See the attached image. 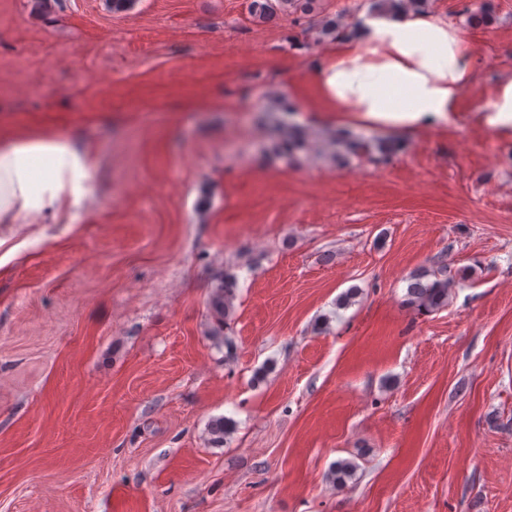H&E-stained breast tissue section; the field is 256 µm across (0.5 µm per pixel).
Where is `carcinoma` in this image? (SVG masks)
Returning a JSON list of instances; mask_svg holds the SVG:
<instances>
[{"mask_svg":"<svg viewBox=\"0 0 512 512\" xmlns=\"http://www.w3.org/2000/svg\"><path fill=\"white\" fill-rule=\"evenodd\" d=\"M371 11L376 13L426 12L430 0H370ZM250 16L260 22L267 23L279 18L281 14L296 16V20L321 16L317 23L318 39L337 41L355 34L357 24L347 21L343 12L329 14L324 12L321 0H251ZM467 26L477 29L486 28L495 20L493 6L489 0L479 7L466 8L464 11ZM377 160L387 161L402 149L397 140H379L374 144ZM454 278L442 268L438 271L422 269L408 278L405 302L423 312H432L448 305V292L454 286ZM237 288L236 277L224 274V281L215 289L210 299V308L219 323L229 324L232 314V303ZM237 427L231 418H218L210 427L213 442L222 443ZM356 465L350 461L339 460L333 469L336 482L344 483L352 478Z\"/></svg>","mask_w":512,"mask_h":512,"instance_id":"obj_1","label":"carcinoma"}]
</instances>
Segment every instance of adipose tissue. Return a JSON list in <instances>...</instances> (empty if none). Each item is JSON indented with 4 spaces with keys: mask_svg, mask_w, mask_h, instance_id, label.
Segmentation results:
<instances>
[{
    "mask_svg": "<svg viewBox=\"0 0 512 512\" xmlns=\"http://www.w3.org/2000/svg\"><path fill=\"white\" fill-rule=\"evenodd\" d=\"M477 74L468 31L434 12L374 14L313 70L325 111L352 113L389 131L447 122ZM477 109L490 127L512 130V74L502 73ZM92 179L86 153L73 143L1 144L0 216L39 215L66 196L80 203L91 195Z\"/></svg>",
    "mask_w": 512,
    "mask_h": 512,
    "instance_id": "obj_1",
    "label": "adipose tissue"
}]
</instances>
